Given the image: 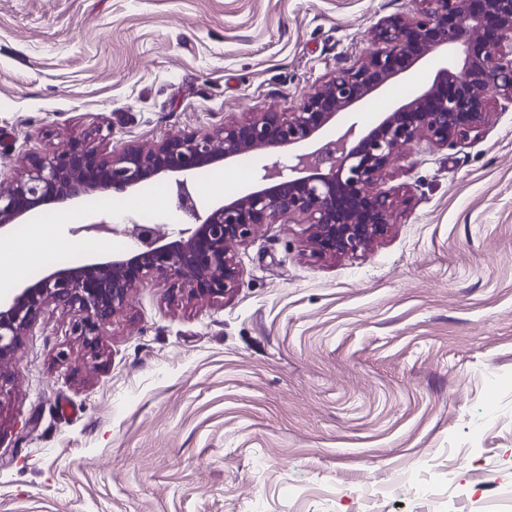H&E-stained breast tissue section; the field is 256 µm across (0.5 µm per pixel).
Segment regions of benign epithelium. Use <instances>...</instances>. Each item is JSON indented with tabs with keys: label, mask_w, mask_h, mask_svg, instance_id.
I'll use <instances>...</instances> for the list:
<instances>
[{
	"label": "benign epithelium",
	"mask_w": 512,
	"mask_h": 512,
	"mask_svg": "<svg viewBox=\"0 0 512 512\" xmlns=\"http://www.w3.org/2000/svg\"><path fill=\"white\" fill-rule=\"evenodd\" d=\"M421 2L419 14L392 16L376 28L384 49L336 69L295 112H261L213 132L151 146L131 144L110 155L88 142H74L26 156L21 176L0 193V238L50 209L94 194L120 196L172 175L179 176L178 207L190 223L168 240L135 222L87 224V229L129 237L133 247L112 258L58 266L0 300V398L7 382L4 364L18 350L22 331L49 303L80 312L74 332L95 357L102 327L150 276L174 277L195 298L222 297L238 287L234 249L263 224L308 219L312 252L320 258L354 255L385 238L394 202L375 184L400 150L420 138L446 145L464 137L486 123L491 99L512 96V0ZM441 49L461 52L462 66L452 62L440 68L429 88L370 129L352 123L312 152H293ZM284 148L292 150L288 163L272 159ZM248 153L271 158L256 174L254 188L199 211L187 176Z\"/></svg>",
	"instance_id": "benign-epithelium-1"
}]
</instances>
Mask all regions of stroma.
<instances>
[{
  "label": "stroma",
  "mask_w": 512,
  "mask_h": 512,
  "mask_svg": "<svg viewBox=\"0 0 512 512\" xmlns=\"http://www.w3.org/2000/svg\"><path fill=\"white\" fill-rule=\"evenodd\" d=\"M419 0H0V175L74 141L103 153L293 112ZM429 55L345 114L368 128L427 88ZM263 163L198 170L199 209ZM391 230L313 255L306 221L262 225L239 285L190 298L151 277L90 358L47 305L0 398V512H512V99L477 132L420 140L378 180ZM113 221L180 229L174 183ZM69 208L15 239L70 245Z\"/></svg>",
  "instance_id": "35a3bbf8"
}]
</instances>
